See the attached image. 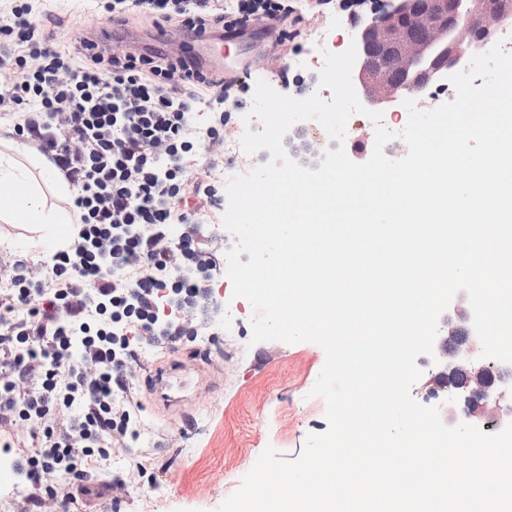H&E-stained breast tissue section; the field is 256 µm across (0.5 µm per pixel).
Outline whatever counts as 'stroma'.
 Here are the masks:
<instances>
[{"label":"stroma","mask_w":512,"mask_h":512,"mask_svg":"<svg viewBox=\"0 0 512 512\" xmlns=\"http://www.w3.org/2000/svg\"><path fill=\"white\" fill-rule=\"evenodd\" d=\"M38 5L56 17L57 43L64 49L73 48L81 35L98 36L111 27L95 11L85 9L82 0H39ZM294 7L304 35L294 41L288 55L289 80L266 71V58L274 51L271 43L245 44L236 52L249 65L248 87L261 79L295 97L301 89L291 81L295 75L304 78L306 87L318 86L323 51H345L367 16L364 8L349 5L348 0H295ZM10 125V120L0 121V156L23 174V183L15 189L20 196L27 181L39 177L40 169L34 164L36 151L8 139ZM51 233L65 239L71 227L55 224L46 230L23 219L0 220V258L20 257L33 263L47 259L51 252L45 240ZM221 290L228 299L215 338H230L231 346L220 355L208 342L188 343L187 350L197 357L213 388L200 390L195 402L184 407L179 428L168 429L171 413L155 405L148 379L152 365L180 360L182 352L147 345L138 350L140 435L132 447L114 449L108 469L97 475L106 483L117 477L125 480L122 512H215L240 487L267 447L293 460L309 435L328 429L326 401L311 393L325 363L323 349L310 342L252 343L250 303L232 298L230 282H223ZM241 443L248 446L246 456L231 458V448Z\"/></svg>","instance_id":"obj_1"}]
</instances>
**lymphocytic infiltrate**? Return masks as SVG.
<instances>
[{"mask_svg":"<svg viewBox=\"0 0 512 512\" xmlns=\"http://www.w3.org/2000/svg\"><path fill=\"white\" fill-rule=\"evenodd\" d=\"M113 26L130 15L195 35L288 26L291 0H94ZM36 0H0V118L73 190V236L39 264L0 260V425L28 426L14 461L29 488L14 512L60 499L135 437L138 348L206 335L223 315L220 179L245 85L175 66L166 51L62 50ZM65 477L54 488L57 477Z\"/></svg>","mask_w":512,"mask_h":512,"instance_id":"obj_1","label":"lymphocytic infiltrate"}]
</instances>
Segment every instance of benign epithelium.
Returning a JSON list of instances; mask_svg holds the SVG:
<instances>
[{"label": "benign epithelium", "mask_w": 512, "mask_h": 512, "mask_svg": "<svg viewBox=\"0 0 512 512\" xmlns=\"http://www.w3.org/2000/svg\"><path fill=\"white\" fill-rule=\"evenodd\" d=\"M510 24L512 0H387L354 34L353 86L365 107L392 109L431 85H444ZM381 59L388 65H379ZM472 319L468 295L461 291L440 316L436 359L420 358L431 370L418 392L439 407L447 425L464 421L484 432L503 429L512 423V394L498 382L512 373V364L499 362L491 373ZM457 373L465 376L463 397L447 383Z\"/></svg>", "instance_id": "7a95c632"}]
</instances>
